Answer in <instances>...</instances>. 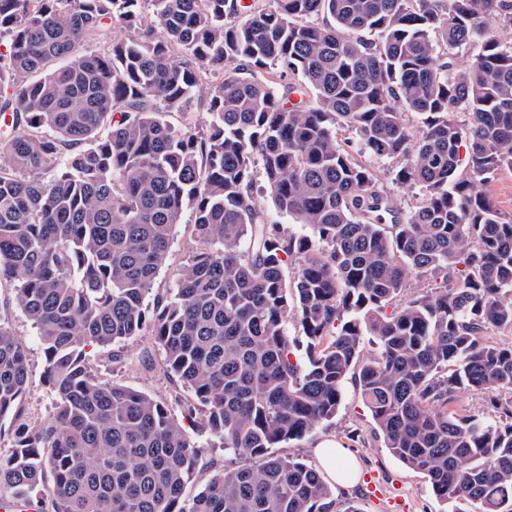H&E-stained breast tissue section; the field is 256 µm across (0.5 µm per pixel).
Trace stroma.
I'll return each mask as SVG.
<instances>
[{
  "label": "stroma",
  "mask_w": 512,
  "mask_h": 512,
  "mask_svg": "<svg viewBox=\"0 0 512 512\" xmlns=\"http://www.w3.org/2000/svg\"><path fill=\"white\" fill-rule=\"evenodd\" d=\"M193 221V211L185 210L173 231L168 257L153 281L152 295L166 294L179 279L195 247L188 229ZM0 319L10 324L28 355L29 385L20 407L28 419L46 420L53 412L54 400L42 380V345L36 329L14 299L12 284L7 281L0 282ZM87 352L107 379L167 402L186 394L165 373L163 355L152 348L149 336L125 342L120 348L123 359L117 363L109 360L110 348L91 346ZM327 439L347 449L357 473L351 485H334L337 512H344L350 504L358 506L361 512H445V504L432 494L427 477L408 468L385 448L353 379L344 383L335 419L303 439L283 444L280 452L313 464L317 461L316 447ZM370 470L377 471L388 486L386 496L378 500L369 497L360 480L361 474Z\"/></svg>",
  "instance_id": "35a3bbf8"
}]
</instances>
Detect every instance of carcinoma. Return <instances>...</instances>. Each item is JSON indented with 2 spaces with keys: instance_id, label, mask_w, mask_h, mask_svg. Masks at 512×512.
Segmentation results:
<instances>
[{
  "instance_id": "carcinoma-1",
  "label": "carcinoma",
  "mask_w": 512,
  "mask_h": 512,
  "mask_svg": "<svg viewBox=\"0 0 512 512\" xmlns=\"http://www.w3.org/2000/svg\"><path fill=\"white\" fill-rule=\"evenodd\" d=\"M508 29L512 0H0V278L38 329L55 405L47 421L22 413L27 354L0 320V501L336 512L322 474L274 449L333 420L351 373L384 447L436 498L512 512V346L487 337L512 328V218L480 189L512 170ZM274 68L302 81L246 76ZM216 71L207 119L174 129L164 115L192 111ZM353 142L415 202L399 206ZM257 172L306 232L256 208ZM187 208L195 251L149 303ZM428 272L445 285L402 299ZM147 328L193 395L182 416L243 460L210 463L188 499L203 449L85 352ZM465 390L490 413L452 408Z\"/></svg>"
}]
</instances>
